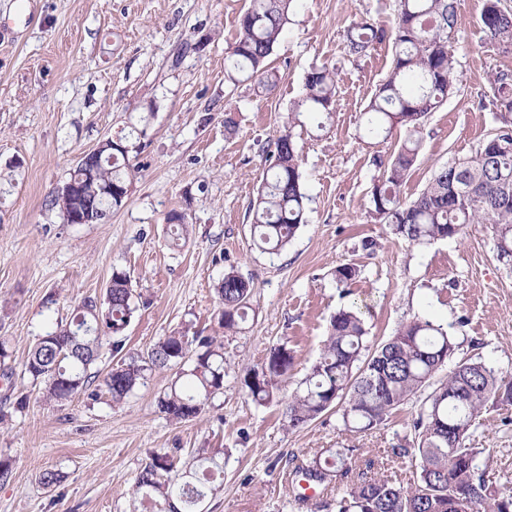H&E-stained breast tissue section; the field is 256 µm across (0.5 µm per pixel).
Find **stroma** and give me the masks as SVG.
<instances>
[{
  "instance_id": "stroma-1",
  "label": "stroma",
  "mask_w": 512,
  "mask_h": 512,
  "mask_svg": "<svg viewBox=\"0 0 512 512\" xmlns=\"http://www.w3.org/2000/svg\"><path fill=\"white\" fill-rule=\"evenodd\" d=\"M249 0H0V339L10 377L0 376V512H137L135 478L154 455H218L222 486L200 512H297L288 484L295 467L332 448L356 451L355 472L379 450L411 446L414 405L379 430L353 434L328 411L300 429L282 408L257 405L240 384L271 348L287 344L292 391L318 356L332 315L360 305L375 341L420 315L448 328L456 359L512 372V267L496 258L492 229L412 246L369 216L376 157L391 156L405 131L365 138L361 113L392 70L381 43L348 56L345 31L370 19L391 24L394 0H302L270 58L278 81L231 83L224 56ZM450 44L456 89L423 121L424 147L402 187L418 195L438 167L466 157L501 124L489 77L512 69V52L488 48L483 0H456ZM336 72L331 118L288 112L315 67ZM233 118L227 132L225 118ZM291 127L309 197L306 221L277 254L253 246L252 204L268 147ZM140 129L129 154L138 169L126 204L101 224H69L47 199L79 157L103 140ZM188 225L171 242L167 216ZM379 242L374 255L364 238ZM359 266L354 281L334 271ZM129 273L138 310L123 353L142 355L164 336L191 328L224 339L231 367L223 394L197 418L170 421L157 407L174 372L153 374L120 406L92 386L65 406L46 403L25 374L38 336L68 320L84 299H102L113 270ZM236 270L252 286L237 331L219 323L215 286ZM25 399L18 407L17 399ZM472 442L512 477V406L490 409ZM65 479L43 487L41 470Z\"/></svg>"
}]
</instances>
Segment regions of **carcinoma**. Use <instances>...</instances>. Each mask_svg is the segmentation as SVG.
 Listing matches in <instances>:
<instances>
[{
	"mask_svg": "<svg viewBox=\"0 0 512 512\" xmlns=\"http://www.w3.org/2000/svg\"><path fill=\"white\" fill-rule=\"evenodd\" d=\"M300 2L250 0L229 51L230 81L237 82L235 73L248 69L260 84L275 86L268 60ZM394 12L389 28L363 21L345 34L347 54L353 57L384 41L392 42L394 49L391 74L365 108V129L370 135L387 136L399 126L405 138L389 159H374L379 175L372 189V219L416 246L453 238L473 224L488 225L498 261L512 265V121L507 119L512 114V69H500L490 78L493 103L502 117L498 132L470 156L435 170L424 189L405 200L401 187L423 149L420 126L454 93L457 61L448 38L458 18L455 0H395ZM480 19L487 45L511 52L512 9L502 0H484ZM335 96V71L325 66L311 69L288 124L306 114H331ZM269 155L252 206L253 244L275 253L304 223L308 196L291 131L274 139ZM91 172L87 177L75 168L69 178L87 177L86 195L95 209L107 213L121 208L137 174L129 153L101 142ZM106 186L113 188L112 194L103 192ZM48 204L65 217L85 202L57 192ZM215 292L222 306L220 321L224 331L231 332L247 317L250 283L230 270ZM136 311L131 277L116 269L102 300H84L69 321L48 328L25 364V373L44 384L43 400L63 406L99 380L116 406L154 371L175 368L177 376L159 397L158 409L182 422L197 417L224 393L229 375L224 341L196 332L169 335L147 355L131 356L103 375L93 370L104 346L115 353L122 349ZM458 347L447 329L422 316L403 322L388 340L373 346L361 313L349 307L332 316L320 354L287 398L280 397V391L294 356L286 345L271 348L261 369L247 370L241 384L248 396L259 405L283 403L290 428H301L334 410L348 431L365 433L385 424L404 405L420 402L414 446L390 449L392 456L410 462L413 480L405 484L375 472L370 460L366 471L347 483L355 449L338 448L296 468L289 492L294 506L314 504L300 495L298 483L304 480L324 491L338 484L335 498L314 504L334 512H512V496L501 494L488 467L478 465L483 449L471 443L472 430L485 412L512 405V377L472 359L459 361L441 375ZM175 468L174 458L164 453L141 469L135 481L140 512H195L223 473L214 457L199 459L192 480L183 483L171 477Z\"/></svg>",
	"mask_w": 512,
	"mask_h": 512,
	"instance_id": "cac0c4a2",
	"label": "carcinoma"
}]
</instances>
